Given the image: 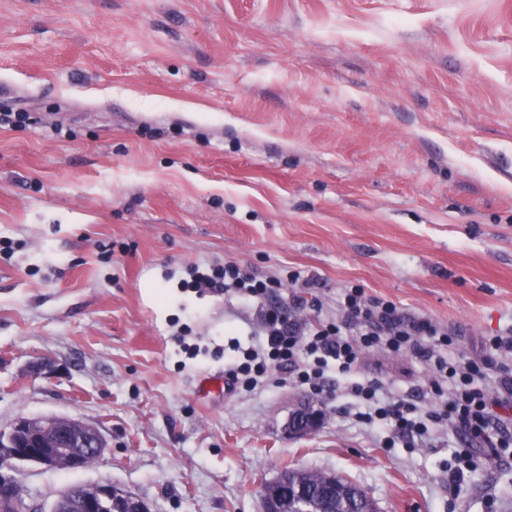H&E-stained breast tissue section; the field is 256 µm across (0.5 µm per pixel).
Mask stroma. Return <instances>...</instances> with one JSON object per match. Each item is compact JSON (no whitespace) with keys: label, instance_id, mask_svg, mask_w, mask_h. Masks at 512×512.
<instances>
[{"label":"stroma","instance_id":"stroma-1","mask_svg":"<svg viewBox=\"0 0 512 512\" xmlns=\"http://www.w3.org/2000/svg\"><path fill=\"white\" fill-rule=\"evenodd\" d=\"M0 431L96 426L104 456L24 466L38 512L111 481L151 512H262L283 467L377 512H512V456L448 485L459 445H384L343 393L282 371L224 393L259 308L191 267L319 280L456 330L512 331V0H0ZM403 395L416 358L370 355ZM308 434L288 426L301 408Z\"/></svg>","mask_w":512,"mask_h":512}]
</instances>
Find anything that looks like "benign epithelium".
Listing matches in <instances>:
<instances>
[{"label": "benign epithelium", "mask_w": 512, "mask_h": 512, "mask_svg": "<svg viewBox=\"0 0 512 512\" xmlns=\"http://www.w3.org/2000/svg\"><path fill=\"white\" fill-rule=\"evenodd\" d=\"M318 423L317 415L301 413L294 417L289 430L293 435H302L313 430ZM107 448L100 431L72 417H47L43 428L29 429L28 420L18 419L8 430L0 431V507H12L18 512H35L25 503L19 482L8 472L24 462H32L47 469L60 465L61 455L69 456V467L82 468V457L93 454L101 457ZM117 505L120 512H150L147 503L129 491H120L110 481L94 485V494L74 497L70 491L63 492L53 504L50 512H60L67 506L73 512H104Z\"/></svg>", "instance_id": "7a95c632"}]
</instances>
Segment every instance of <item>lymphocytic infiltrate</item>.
I'll return each instance as SVG.
<instances>
[{
	"mask_svg": "<svg viewBox=\"0 0 512 512\" xmlns=\"http://www.w3.org/2000/svg\"><path fill=\"white\" fill-rule=\"evenodd\" d=\"M285 282L305 288L318 285L317 280H304L296 273L284 281L257 279L233 262L196 277L199 290L233 292L256 301ZM291 304L314 310L313 320L303 326L291 320L282 307L262 308L258 345L248 348L242 359L225 363L234 384L254 389L259 377L272 367L318 391L336 384L350 397L358 421L384 424L389 447L404 438L430 445L439 429L450 425L494 455L512 448V436L499 430L497 414L498 409L512 404V368L499 363L500 358H512L511 335L491 337L485 356L464 360L452 351L456 344L453 331L429 319H405L395 303L356 286L342 289L332 313L315 298L296 295ZM370 352L409 353L425 362L430 373L426 393L388 395L382 379L360 371ZM493 367L498 370V380L490 390L484 380Z\"/></svg>",
	"mask_w": 512,
	"mask_h": 512,
	"instance_id": "1",
	"label": "lymphocytic infiltrate"
}]
</instances>
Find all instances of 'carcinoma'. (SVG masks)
<instances>
[{"instance_id":"carcinoma-1","label":"carcinoma","mask_w":512,"mask_h":512,"mask_svg":"<svg viewBox=\"0 0 512 512\" xmlns=\"http://www.w3.org/2000/svg\"><path fill=\"white\" fill-rule=\"evenodd\" d=\"M278 480L283 488H302L311 512H377L362 488L338 474L285 469Z\"/></svg>"}]
</instances>
